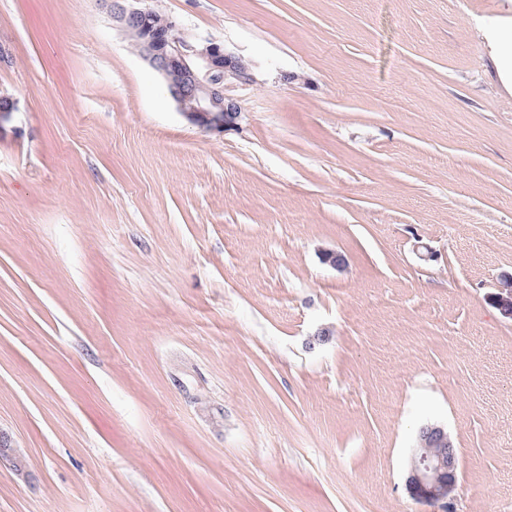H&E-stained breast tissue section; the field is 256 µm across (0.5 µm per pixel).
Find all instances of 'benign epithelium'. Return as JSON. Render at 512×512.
<instances>
[{"label":"benign epithelium","instance_id":"1","mask_svg":"<svg viewBox=\"0 0 512 512\" xmlns=\"http://www.w3.org/2000/svg\"><path fill=\"white\" fill-rule=\"evenodd\" d=\"M99 8L136 46L138 55L158 71L179 112L205 133L222 134L238 127L242 112L239 101L227 95L232 86L252 82V74L241 59L224 44L208 40L188 42L177 19L153 27L156 10L148 0H98ZM494 295L501 315L512 320V285L499 287ZM458 461L448 430L437 424H424L410 449L406 486L415 499L448 503L457 483Z\"/></svg>","mask_w":512,"mask_h":512}]
</instances>
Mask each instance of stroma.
<instances>
[{"label": "stroma", "instance_id": "obj_1", "mask_svg": "<svg viewBox=\"0 0 512 512\" xmlns=\"http://www.w3.org/2000/svg\"><path fill=\"white\" fill-rule=\"evenodd\" d=\"M150 4L249 65L238 129L96 0H0V512H442L427 423L512 503V0ZM492 49L498 58L504 81L512 80V30L510 34L503 31L495 34ZM458 461L448 430L437 424H424L410 449L406 486L417 500L437 503L446 500L454 512L450 494L457 483Z\"/></svg>", "mask_w": 512, "mask_h": 512}]
</instances>
